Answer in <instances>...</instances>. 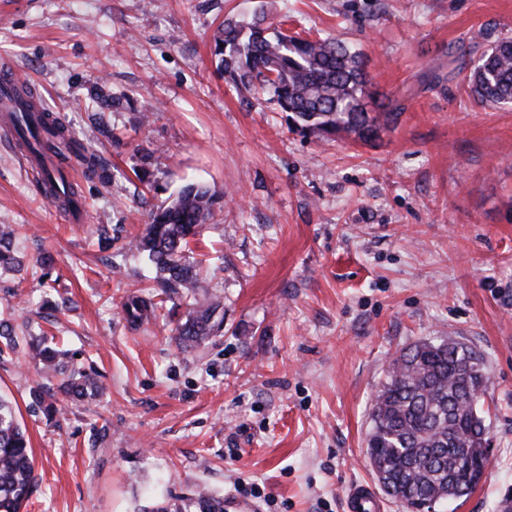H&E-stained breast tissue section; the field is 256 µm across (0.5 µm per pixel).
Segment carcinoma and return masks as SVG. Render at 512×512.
<instances>
[{
	"mask_svg": "<svg viewBox=\"0 0 512 512\" xmlns=\"http://www.w3.org/2000/svg\"><path fill=\"white\" fill-rule=\"evenodd\" d=\"M214 55L224 78L246 91L261 89L288 113L291 127L305 136L368 143L381 129L397 121L399 107L377 103L369 90L363 53L336 39L290 35L267 21L264 14L244 25L224 20L214 37ZM473 101L512 105V37L491 44L477 63L460 69ZM28 105L16 127L18 142L32 147L39 131L67 140L69 150L97 164L77 138L50 115L33 114L34 93L23 90ZM56 202L69 208L81 200L77 188L49 179ZM221 196L209 187L190 183L149 214L143 231L129 249L147 257L155 269L157 293L133 297L123 308L126 319L139 326L171 302L192 311L175 328L177 346L191 351L224 331L221 295L201 303L196 294L201 279L189 260L190 239L197 236L220 207ZM16 229L0 224V268L19 272ZM23 352L39 359L45 378L71 399L98 397L103 386L96 373L70 364L45 336H18L11 319L0 317V352ZM488 389L482 358L453 340L421 341L392 361L371 410L372 431L366 455L381 490L410 512L428 501L468 495L482 479L489 461L487 426L479 409ZM34 471L30 440L13 403L0 396V512H21L28 499Z\"/></svg>",
	"mask_w": 512,
	"mask_h": 512,
	"instance_id": "carcinoma-1",
	"label": "carcinoma"
}]
</instances>
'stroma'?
Listing matches in <instances>:
<instances>
[{
	"mask_svg": "<svg viewBox=\"0 0 512 512\" xmlns=\"http://www.w3.org/2000/svg\"><path fill=\"white\" fill-rule=\"evenodd\" d=\"M259 8L361 50L397 123L344 144L248 106L213 35ZM504 36L512 0H0V69L98 161L93 176L68 167L86 201L75 223L0 127V224L18 225L23 262L0 273V312L107 386L72 401L36 361L0 353V395L34 455L22 512H155L254 484L255 512H348L351 488L376 484L366 444L390 361L448 338L484 360L492 453L443 510L497 512L512 497V107L475 104L459 66ZM199 180L223 198L189 247L224 295V333L185 352L186 308L136 329L122 304L154 275L129 240ZM37 387L57 414L33 406Z\"/></svg>",
	"mask_w": 512,
	"mask_h": 512,
	"instance_id": "stroma-1",
	"label": "stroma"
}]
</instances>
